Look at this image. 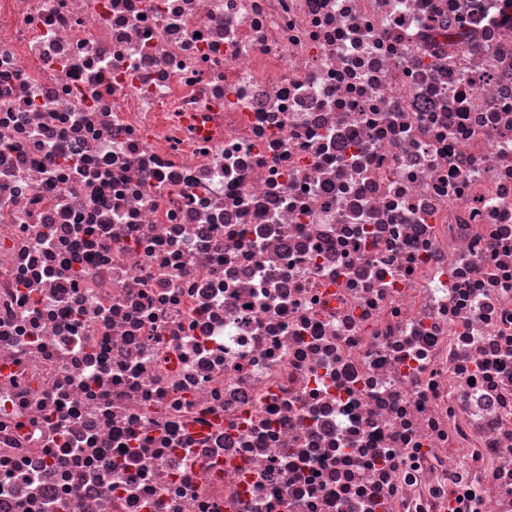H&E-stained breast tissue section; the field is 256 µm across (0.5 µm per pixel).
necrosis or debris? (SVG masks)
<instances>
[{
    "mask_svg": "<svg viewBox=\"0 0 512 512\" xmlns=\"http://www.w3.org/2000/svg\"><path fill=\"white\" fill-rule=\"evenodd\" d=\"M0 512H512V0H0Z\"/></svg>",
    "mask_w": 512,
    "mask_h": 512,
    "instance_id": "1",
    "label": "necrosis or debris"
}]
</instances>
